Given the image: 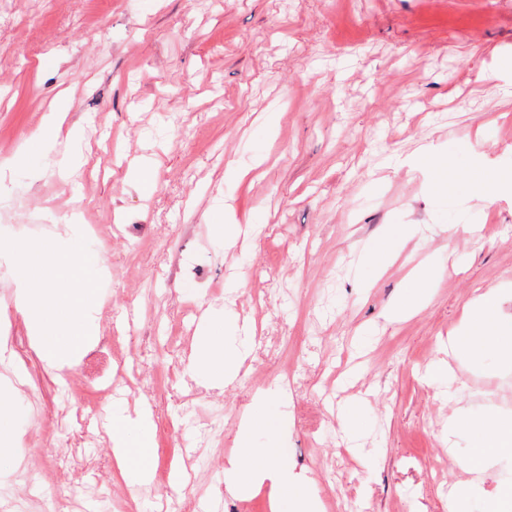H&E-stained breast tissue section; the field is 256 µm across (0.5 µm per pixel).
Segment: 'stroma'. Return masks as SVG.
Listing matches in <instances>:
<instances>
[{"mask_svg": "<svg viewBox=\"0 0 512 512\" xmlns=\"http://www.w3.org/2000/svg\"><path fill=\"white\" fill-rule=\"evenodd\" d=\"M84 136L82 166L17 164L42 117ZM448 159L456 192L408 165ZM512 171V0H0V291L12 248L48 239L96 254L100 329L117 341L119 403L156 422L153 478L106 474V420L77 369L44 376L53 403L97 419L24 447L30 413L14 389V456L43 471L69 452L75 480L38 483L41 512H272L267 493L217 494L257 390L280 446L314 478L323 512H447L472 440L445 436L456 402L512 415V368L484 351L448 358V334L477 292L512 282V194L493 203L467 180L475 159ZM147 160L154 189L131 175ZM248 227L228 241L224 231ZM484 227L485 238L447 235ZM437 274L424 305L392 323L412 269ZM15 299L10 366L42 367ZM224 334L258 341L224 391L188 375L207 310ZM449 362L456 401L424 377ZM357 406V439L343 407Z\"/></svg>", "mask_w": 512, "mask_h": 512, "instance_id": "1", "label": "stroma"}]
</instances>
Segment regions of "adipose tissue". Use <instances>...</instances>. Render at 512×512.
I'll list each match as a JSON object with an SVG mask.
<instances>
[{
    "label": "adipose tissue",
    "mask_w": 512,
    "mask_h": 512,
    "mask_svg": "<svg viewBox=\"0 0 512 512\" xmlns=\"http://www.w3.org/2000/svg\"><path fill=\"white\" fill-rule=\"evenodd\" d=\"M78 135L77 129H63L59 114L45 115L31 137L33 148L24 159L41 165L49 159L50 144L61 138L71 141ZM93 264V259L77 258L58 244H23L13 249L14 282L20 292L18 310L49 367L60 369L71 364L96 336L91 318L93 282L89 276ZM509 300L512 301L511 288L476 293L464 309L462 327L448 336L449 356H473L489 348L512 366V314L504 310ZM222 323L220 315L208 316L190 357L193 371L212 390L224 389L236 378L255 343L254 329L243 328L235 338L234 357H227L226 339L220 331ZM110 420L118 477L133 486L150 483L154 430L150 415L116 406ZM268 427L267 420L257 415L241 420L237 450L224 464L225 492L247 498L265 490L282 512H320L313 480L306 472L295 470L280 448H254V435ZM463 431L475 441L471 457L460 463L468 474L477 467L488 472L502 460H512L511 417L493 412L477 419L461 407L448 420V435L453 438ZM480 496L486 497L493 512H512V494L485 495L480 483L469 477L457 482L449 494L448 512H466L469 502Z\"/></svg>",
    "instance_id": "ef3b65f1"
}]
</instances>
